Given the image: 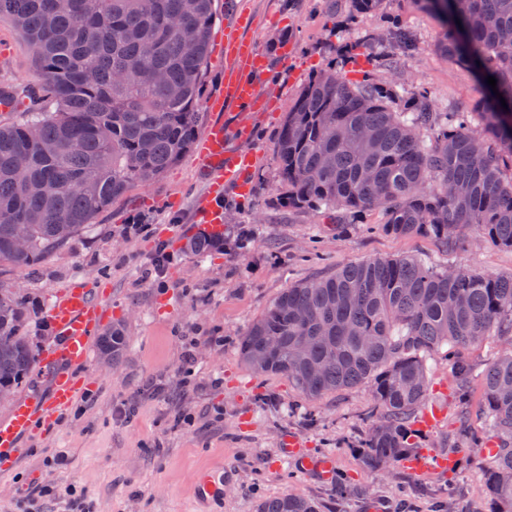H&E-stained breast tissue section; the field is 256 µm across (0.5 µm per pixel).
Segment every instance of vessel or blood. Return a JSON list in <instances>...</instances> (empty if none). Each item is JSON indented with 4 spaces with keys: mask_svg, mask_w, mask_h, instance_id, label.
Returning <instances> with one entry per match:
<instances>
[{
    "mask_svg": "<svg viewBox=\"0 0 512 512\" xmlns=\"http://www.w3.org/2000/svg\"><path fill=\"white\" fill-rule=\"evenodd\" d=\"M246 16L234 17L224 33V90L209 101L211 111L235 104L246 112H261L267 102L258 93L259 78L269 66L268 57L239 34ZM223 122L211 124L197 141V160L208 180V194L197 207L198 221L222 224L224 211L217 201L225 187L246 189L256 159L248 149L227 147ZM49 315L58 336L43 351L41 363L49 374L47 395L18 401L7 418L0 419V448H15L37 429L52 425L82 394V369L87 364L96 331L103 317L101 302L85 283L75 282L60 291L50 304Z\"/></svg>",
    "mask_w": 512,
    "mask_h": 512,
    "instance_id": "vessel-or-blood-1",
    "label": "vessel or blood"
}]
</instances>
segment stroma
Wrapping results in <instances>:
<instances>
[{"label":"stroma","instance_id":"1","mask_svg":"<svg viewBox=\"0 0 512 512\" xmlns=\"http://www.w3.org/2000/svg\"><path fill=\"white\" fill-rule=\"evenodd\" d=\"M256 20L249 38L271 63L261 87L277 95L278 110L254 121L258 162L247 195L226 191L220 242L205 255L188 249L209 233L195 221L208 193L195 154H187L153 184L132 187L63 247L32 269L0 267V288L28 300L27 336L42 353L55 335L49 305L76 281L104 286L100 332L122 324L129 346L116 364L92 355L83 369L89 386L64 413L54 431L26 442L8 470L0 471V512H70L68 496L30 498L49 484L75 486L85 494L86 512H255L259 501L296 493L316 501L320 512H436L441 498L451 512H490L484 471L490 456L466 438L483 432L480 383L459 405L446 351L431 353V392L426 408L442 418L428 428L429 460L418 472L397 467L377 476L367 471L357 443L368 432L373 399L361 385L304 397L286 378L258 373L241 359L236 340L285 290L330 275L349 263L415 256L445 269L512 274V249L466 229L461 242L395 237L383 229L381 210L353 224L288 205L279 178L276 136L305 77L337 66L349 81L375 71L403 91L427 90L441 112H469L487 95L464 67L448 62L435 46L445 33L437 15L416 0H382L378 14H393L415 34L412 54L390 42H369L378 14L356 13L351 0H240ZM290 44L294 58L282 64L279 48ZM392 56L393 69L378 61ZM37 78L27 39L0 18V87H24ZM224 60L210 55L199 111L206 123L233 127L240 111H208L205 101L220 92ZM173 259L162 277L149 271L159 247ZM195 360L185 363L184 353ZM294 438L306 461L284 454ZM468 458L465 469H437L436 457L451 446ZM66 451L67 462L53 459ZM334 465L322 476V460ZM211 479L214 493L202 496L198 475Z\"/></svg>","mask_w":512,"mask_h":512}]
</instances>
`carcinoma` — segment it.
Listing matches in <instances>:
<instances>
[{
    "mask_svg": "<svg viewBox=\"0 0 512 512\" xmlns=\"http://www.w3.org/2000/svg\"><path fill=\"white\" fill-rule=\"evenodd\" d=\"M215 0H0L32 46L38 80L0 103L27 100L26 118L0 126V264L31 268L130 187L149 186L192 147L209 65ZM423 0L441 15L436 50L485 79L480 135L436 112L430 94L403 96L378 79L353 84L335 69L308 77L277 136L288 205L335 212L345 224L379 208L402 237L453 242L465 227L512 248V0ZM394 44L416 47L408 27L384 21ZM190 38L183 36V31ZM24 160V176L15 164ZM429 181L433 188L426 187ZM27 246H16L17 236ZM22 297L0 290V393L27 379L36 357ZM489 336L512 337V275L438 270L415 257L349 263L284 290L238 338L243 361L308 397L367 384L377 417L362 441L376 474L401 464L431 380L423 354L443 347L463 382L459 352ZM124 330L102 338L116 362ZM488 434L497 453L484 474L491 512H512V352L481 375ZM257 512H319L309 498L265 499Z\"/></svg>",
    "mask_w": 512,
    "mask_h": 512,
    "instance_id": "obj_1",
    "label": "carcinoma"
}]
</instances>
